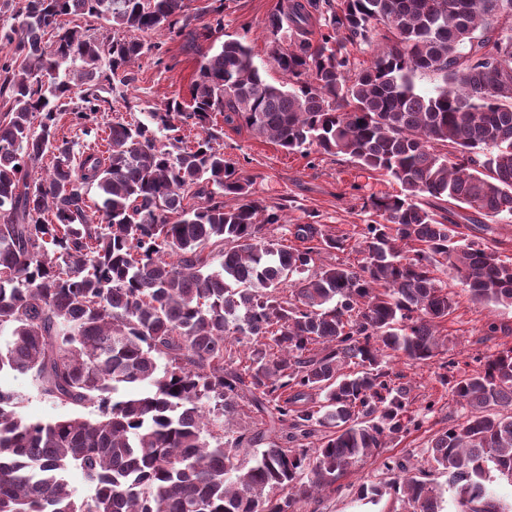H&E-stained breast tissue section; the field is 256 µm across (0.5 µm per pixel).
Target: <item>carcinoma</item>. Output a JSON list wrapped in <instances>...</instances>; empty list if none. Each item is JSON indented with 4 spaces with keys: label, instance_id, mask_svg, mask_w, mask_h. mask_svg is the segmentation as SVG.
<instances>
[{
    "label": "carcinoma",
    "instance_id": "carcinoma-1",
    "mask_svg": "<svg viewBox=\"0 0 512 512\" xmlns=\"http://www.w3.org/2000/svg\"><path fill=\"white\" fill-rule=\"evenodd\" d=\"M316 14L326 33L314 44ZM70 15L112 35L62 26ZM12 19L0 25L12 48L0 58L10 103L0 114V376L27 375L46 398L97 412L31 420L22 395L0 385V512H297L373 450L420 431L436 402L414 407L384 357L426 364L447 352L438 327L456 301L441 275L476 303L512 307V260L463 233L446 207L468 210L470 224L512 216V0H278L266 29L285 82H267L251 47L226 41L203 54L190 104L108 125L104 155L57 142L61 116L98 135L103 84L125 83L148 53L162 62L159 45L133 33L168 31L196 50L223 27V9L193 18L185 0H21ZM381 25L386 43L348 80L347 45L372 44ZM420 71L443 85L418 92ZM217 114L289 153L345 156L399 183L400 194L364 207L358 264L311 271L347 247L315 222L289 225L295 246L260 235L286 205L256 198L214 134L192 146L179 135ZM49 153L50 170L34 175ZM243 337L245 363L224 364ZM439 369L468 414L431 439L433 467L461 512H512L488 487L493 470L512 483V347L459 378L453 362ZM241 401L257 427L226 436ZM385 469L375 493L404 512H443L407 460ZM73 470L91 497L70 489Z\"/></svg>",
    "mask_w": 512,
    "mask_h": 512
}]
</instances>
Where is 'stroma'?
<instances>
[{"mask_svg": "<svg viewBox=\"0 0 512 512\" xmlns=\"http://www.w3.org/2000/svg\"><path fill=\"white\" fill-rule=\"evenodd\" d=\"M277 0H224V27L213 32L209 42L221 46L224 40L239 39L249 43L264 78L278 84L282 72L269 56L265 23ZM153 41L162 45L161 58L147 55L128 68V81L108 92L112 107L99 115L100 125L114 121H146L149 112L164 101L190 99V86L196 79L201 58L184 51L182 42L168 34L156 33ZM226 158L239 162L255 178L256 195L273 205L289 200L284 212L287 223L304 224L315 220L325 224L332 235L353 234L355 224L361 223L363 204L371 197L395 195L400 185L378 173L361 169L342 157L319 155L305 157L290 153L272 141L256 136L249 128L225 123L216 117L211 128ZM457 309L440 326L447 336L448 360L456 364V374L476 369L477 357L489 355L503 345L512 346V335H487L489 322L512 325V307L480 304L471 301L467 292L455 280H448ZM393 372L408 383L413 396L435 398V413L430 414L424 427L404 438L396 446L378 449L363 463L342 476L333 490L313 496L298 505V512H402L396 497L363 495V487L383 482L384 464L388 458L405 457L415 472L425 474L427 481L440 489L445 512H453L454 493L446 476L439 474L427 461L426 450L437 432L448 424L463 421L464 409L448 396L437 382V363L421 364L394 357L390 360ZM7 383L25 397L21 409L24 417L47 420L66 414V407L41 397L28 376L12 375Z\"/></svg>", "mask_w": 512, "mask_h": 512, "instance_id": "35a3bbf8", "label": "stroma"}]
</instances>
